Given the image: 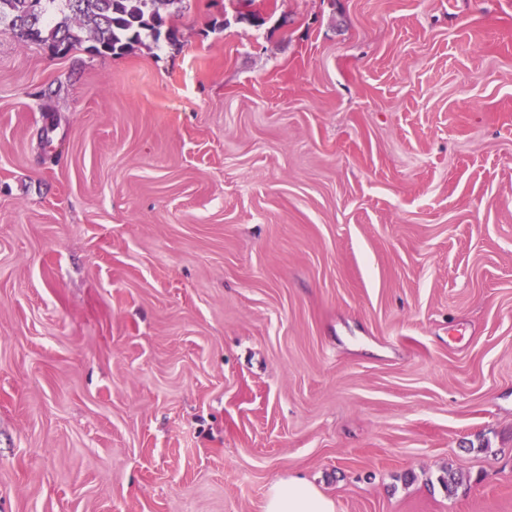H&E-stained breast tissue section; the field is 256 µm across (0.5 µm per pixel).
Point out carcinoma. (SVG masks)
<instances>
[{
  "label": "carcinoma",
  "mask_w": 512,
  "mask_h": 512,
  "mask_svg": "<svg viewBox=\"0 0 512 512\" xmlns=\"http://www.w3.org/2000/svg\"><path fill=\"white\" fill-rule=\"evenodd\" d=\"M186 0H0V21L23 39L71 48L94 42L99 54H119L150 36L177 42L168 24Z\"/></svg>",
  "instance_id": "cac0c4a2"
}]
</instances>
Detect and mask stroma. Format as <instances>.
Here are the masks:
<instances>
[{
  "mask_svg": "<svg viewBox=\"0 0 512 512\" xmlns=\"http://www.w3.org/2000/svg\"><path fill=\"white\" fill-rule=\"evenodd\" d=\"M174 23L0 26V512H512V0ZM263 512H336V502L308 481L281 477L269 485Z\"/></svg>",
  "mask_w": 512,
  "mask_h": 512,
  "instance_id": "1",
  "label": "stroma"
}]
</instances>
